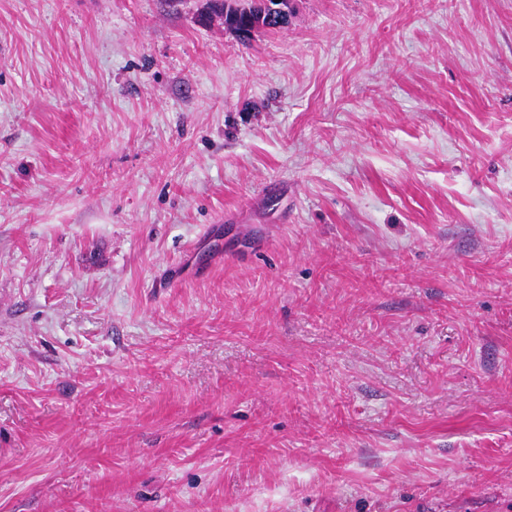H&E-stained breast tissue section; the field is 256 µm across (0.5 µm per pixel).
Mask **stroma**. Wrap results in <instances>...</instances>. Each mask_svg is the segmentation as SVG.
Listing matches in <instances>:
<instances>
[{
	"instance_id": "stroma-1",
	"label": "stroma",
	"mask_w": 512,
	"mask_h": 512,
	"mask_svg": "<svg viewBox=\"0 0 512 512\" xmlns=\"http://www.w3.org/2000/svg\"><path fill=\"white\" fill-rule=\"evenodd\" d=\"M204 6L0 0V512H512V0ZM216 1L208 0L207 10L200 21L203 20L205 23L218 22L234 31L239 37H248L257 30L267 28V24L272 20H276L281 26L288 21V0H258L256 4L258 10L254 14L256 1L223 0L224 9L220 5L222 1ZM247 2H250V4ZM225 10L227 16L234 15L240 21L249 17V15H253L242 26L235 21V18L226 21Z\"/></svg>"
}]
</instances>
